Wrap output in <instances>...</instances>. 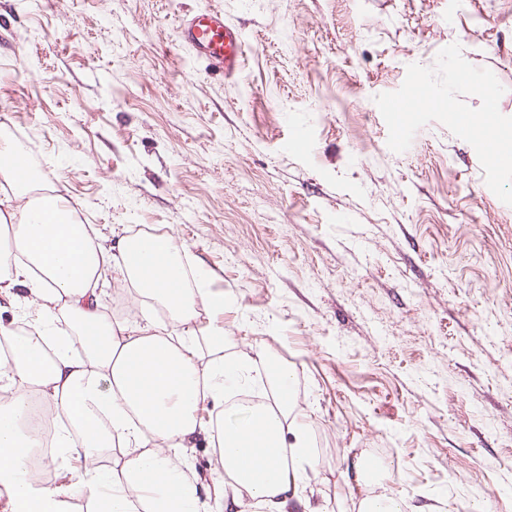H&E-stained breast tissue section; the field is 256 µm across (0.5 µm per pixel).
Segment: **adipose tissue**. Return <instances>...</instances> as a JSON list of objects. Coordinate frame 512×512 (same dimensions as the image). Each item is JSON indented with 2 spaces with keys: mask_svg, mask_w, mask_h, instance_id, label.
Wrapping results in <instances>:
<instances>
[{
  "mask_svg": "<svg viewBox=\"0 0 512 512\" xmlns=\"http://www.w3.org/2000/svg\"><path fill=\"white\" fill-rule=\"evenodd\" d=\"M21 154L0 142V180L14 187L13 203L0 209V298L21 304L31 319L21 335L0 323V344L11 353L0 367V485L8 495L0 512H67L81 492L90 496L89 512H224L228 500L239 512H281L304 483L309 454L306 435L286 426L296 408L284 390L292 371L273 375L269 403L242 406L240 419L217 431L219 490L202 502L180 452L205 431L200 405L220 406L225 382L240 381L250 365L246 354L214 362L196 348L198 303L218 310L223 295L188 287L170 237L138 233L112 248L59 197L23 202L37 176L17 173ZM112 268L165 305L169 324L108 317L101 284ZM36 395L46 422L58 426L56 447L81 462L42 488L26 476L37 441L18 427ZM115 446L121 467L100 465Z\"/></svg>",
  "mask_w": 512,
  "mask_h": 512,
  "instance_id": "1",
  "label": "adipose tissue"
}]
</instances>
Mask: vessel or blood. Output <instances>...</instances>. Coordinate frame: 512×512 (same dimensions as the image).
Returning a JSON list of instances; mask_svg holds the SVG:
<instances>
[{
	"instance_id": "1",
	"label": "vessel or blood",
	"mask_w": 512,
	"mask_h": 512,
	"mask_svg": "<svg viewBox=\"0 0 512 512\" xmlns=\"http://www.w3.org/2000/svg\"><path fill=\"white\" fill-rule=\"evenodd\" d=\"M179 38L207 67L235 77L244 63V41L238 29L212 10L186 11L179 21Z\"/></svg>"
}]
</instances>
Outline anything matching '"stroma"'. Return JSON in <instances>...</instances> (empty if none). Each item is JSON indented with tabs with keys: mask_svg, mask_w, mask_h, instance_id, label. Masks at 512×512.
Listing matches in <instances>:
<instances>
[{
	"mask_svg": "<svg viewBox=\"0 0 512 512\" xmlns=\"http://www.w3.org/2000/svg\"><path fill=\"white\" fill-rule=\"evenodd\" d=\"M191 7L241 32L237 77L179 42ZM455 42L512 117V0H0V133L42 191L100 242L171 236L223 295L196 334L252 357L225 421L293 372L314 463L285 512H352L359 459L425 512H512V205L439 122L391 151L374 102ZM104 291L113 319L169 320L118 272ZM183 460L213 496L210 439Z\"/></svg>",
	"mask_w": 512,
	"mask_h": 512,
	"instance_id": "obj_1",
	"label": "stroma"
}]
</instances>
